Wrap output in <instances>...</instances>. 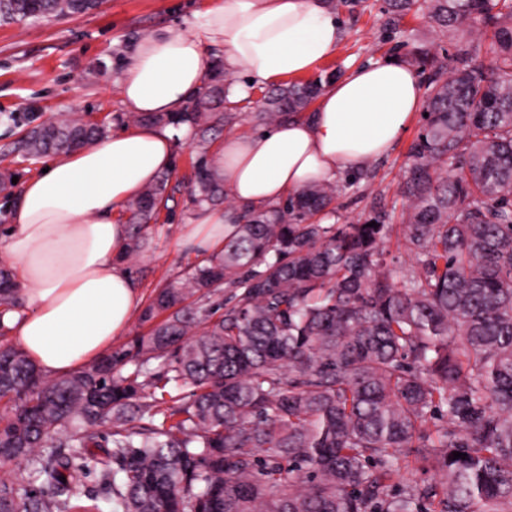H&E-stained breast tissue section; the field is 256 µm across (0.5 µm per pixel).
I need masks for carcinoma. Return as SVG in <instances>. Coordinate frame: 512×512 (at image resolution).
Masks as SVG:
<instances>
[{"label": "carcinoma", "mask_w": 512, "mask_h": 512, "mask_svg": "<svg viewBox=\"0 0 512 512\" xmlns=\"http://www.w3.org/2000/svg\"><path fill=\"white\" fill-rule=\"evenodd\" d=\"M101 4L0 0V25ZM387 6L484 38L490 55L411 52L429 71L428 116L391 206L352 221L316 182L226 209L224 248L154 290L150 331L68 377L1 344L0 458L17 465L0 475V512H100L102 495L111 512H512V0ZM335 76L265 92L258 120L299 115ZM236 78L217 65L181 111L148 118L190 133L197 208L224 198L208 152L241 110ZM107 135L60 113L21 149L39 158ZM167 184L126 205L124 256L148 245ZM395 227L412 258L398 279ZM0 307H22L2 267ZM412 462L432 481L401 480Z\"/></svg>", "instance_id": "cac0c4a2"}]
</instances>
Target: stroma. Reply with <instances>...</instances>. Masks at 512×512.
<instances>
[{
    "mask_svg": "<svg viewBox=\"0 0 512 512\" xmlns=\"http://www.w3.org/2000/svg\"><path fill=\"white\" fill-rule=\"evenodd\" d=\"M209 0H106L95 12L48 22L0 26V180L26 179L42 162L27 159L15 146L24 133L60 112L91 121H106L111 132L127 128L119 79L142 38L170 29L190 30ZM383 0H344L335 15L342 39L320 72H347L367 62L402 58L404 46L431 45L455 53L468 46L474 59L486 61L485 43L440 36L424 16L390 20ZM413 119L399 143L364 169L357 184L348 176L335 183L342 215L367 214L390 203L408 166V148L421 127ZM194 145L187 130L176 132L169 171L168 208L151 227V244L124 261L141 299L166 279L201 263L202 255L184 249L181 238L191 228Z\"/></svg>",
    "mask_w": 512,
    "mask_h": 512,
    "instance_id": "obj_1",
    "label": "stroma"
}]
</instances>
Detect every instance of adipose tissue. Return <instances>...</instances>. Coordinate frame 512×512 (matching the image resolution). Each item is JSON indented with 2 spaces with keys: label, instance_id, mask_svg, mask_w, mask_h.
Returning <instances> with one entry per match:
<instances>
[{
  "label": "adipose tissue",
  "instance_id": "1",
  "mask_svg": "<svg viewBox=\"0 0 512 512\" xmlns=\"http://www.w3.org/2000/svg\"><path fill=\"white\" fill-rule=\"evenodd\" d=\"M340 23L326 0H210L191 31L142 39L119 82L141 123L49 159L27 179L0 261L16 270L22 312L0 314L12 343L46 375L62 378L96 361L132 321L139 290L117 262L125 204L170 169L169 129L144 116L177 112L201 88L213 60L264 86L312 72L333 56ZM423 104L421 80L394 59L351 68L327 84L312 112L267 131L229 134L215 163L236 206L263 209L312 182L365 169L401 140ZM223 212L196 210L182 247L224 243Z\"/></svg>",
  "mask_w": 512,
  "mask_h": 512
}]
</instances>
